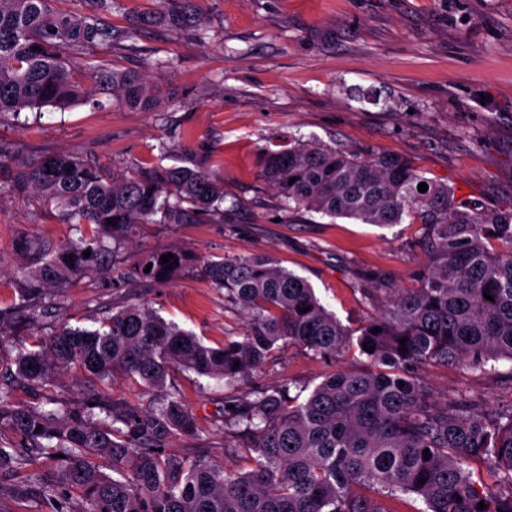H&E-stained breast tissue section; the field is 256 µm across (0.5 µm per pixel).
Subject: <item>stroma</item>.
Here are the masks:
<instances>
[{
    "mask_svg": "<svg viewBox=\"0 0 512 512\" xmlns=\"http://www.w3.org/2000/svg\"><path fill=\"white\" fill-rule=\"evenodd\" d=\"M195 9L200 33L158 25L87 54L93 65L143 66L162 93L156 109L74 105L1 117L0 183L47 153H79L107 174L128 175L156 160L161 146L175 145L167 165L223 178V219L142 226L139 245L181 249L191 263L161 284L117 273L94 287L68 282L35 325L14 287L15 240L23 232L59 244L76 232L54 207L0 195V357L31 347L59 322L89 327L104 306L129 303L150 305L208 346L236 338L243 320L212 288L208 259L273 254L350 328L386 303L382 295L366 298L367 289L419 287L426 263L419 225L380 227L289 209L259 177L265 148L302 138L396 154L484 208L512 205V0H195ZM364 362L355 350L322 361L285 345L236 395L289 379L312 387L327 372ZM421 377L441 401L462 391L492 408L512 402L506 360L491 375L428 366ZM167 390L200 429L172 448L248 470L243 454L224 447L222 381L175 370Z\"/></svg>",
    "mask_w": 512,
    "mask_h": 512,
    "instance_id": "35a3bbf8",
    "label": "stroma"
}]
</instances>
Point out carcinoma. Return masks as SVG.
<instances>
[{
    "instance_id": "cac0c4a2",
    "label": "carcinoma",
    "mask_w": 512,
    "mask_h": 512,
    "mask_svg": "<svg viewBox=\"0 0 512 512\" xmlns=\"http://www.w3.org/2000/svg\"><path fill=\"white\" fill-rule=\"evenodd\" d=\"M84 2L81 10L61 11L51 0H0V115L99 106L103 95L129 108L157 107V94L136 70L95 69L89 87L71 80L89 49L139 35L109 21L113 0ZM195 23L191 0H170L166 12L140 20L174 28ZM168 152L162 148L156 162L121 177H108L79 154H46L15 171L7 192L54 205L80 232L38 247L18 237L20 254H38L36 267L22 264L14 273L31 322L66 282L109 274L138 225L224 214V183L199 167L163 165ZM259 176L295 210L380 226L409 217L428 250L421 286L394 290L388 309L354 331L273 256L239 255L206 262L212 287L247 319L243 333L221 347L137 303L112 308L96 328L62 322L37 349L15 355L13 375L48 394L63 371L77 368L85 375L82 397L55 409L39 400L18 405L0 382V428L19 439L15 447L0 444V473L24 474L38 499L56 503L55 512H67L60 495L70 490L81 498L78 512H390L387 502L408 494L423 501L420 512H512V405L485 408L460 392L440 403L417 377L427 365L486 374L495 362H512V207L486 210L458 198L399 156H363L300 138L264 150ZM168 253L173 259L161 264ZM189 261L177 248L140 249L127 274L160 283ZM281 344L320 360L355 348L367 365L329 372L310 391L285 382L252 399L226 396L224 447L246 455V472L168 450L171 440L198 435L178 399L130 409L105 391L116 371L160 391L174 369L233 390ZM41 458L51 467L30 470ZM103 458L119 477L104 471ZM471 460L487 466L499 493L476 488L465 468ZM480 502L487 508L478 509Z\"/></svg>"
}]
</instances>
